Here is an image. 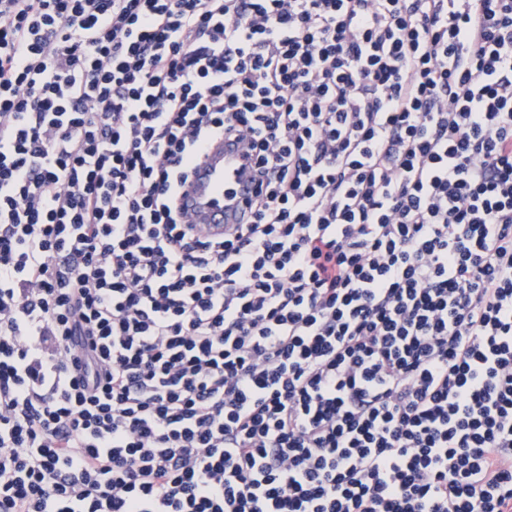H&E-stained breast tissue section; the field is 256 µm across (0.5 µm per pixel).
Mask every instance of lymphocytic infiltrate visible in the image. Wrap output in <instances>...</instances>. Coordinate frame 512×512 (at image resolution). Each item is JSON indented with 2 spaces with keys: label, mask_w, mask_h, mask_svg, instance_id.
<instances>
[{
  "label": "lymphocytic infiltrate",
  "mask_w": 512,
  "mask_h": 512,
  "mask_svg": "<svg viewBox=\"0 0 512 512\" xmlns=\"http://www.w3.org/2000/svg\"><path fill=\"white\" fill-rule=\"evenodd\" d=\"M0 512H512V0H0ZM239 144L218 138L210 141L189 181L179 190L178 204L192 214L198 226L211 235L224 234V224L238 223L245 201L253 192Z\"/></svg>",
  "instance_id": "f902f5d3"
}]
</instances>
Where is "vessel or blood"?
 <instances>
[{
	"label": "vessel or blood",
	"mask_w": 512,
	"mask_h": 512,
	"mask_svg": "<svg viewBox=\"0 0 512 512\" xmlns=\"http://www.w3.org/2000/svg\"><path fill=\"white\" fill-rule=\"evenodd\" d=\"M241 145L218 138L210 141L189 181L179 190L178 204L192 214L206 233L220 235L238 223L253 186L243 174Z\"/></svg>",
	"instance_id": "obj_1"
}]
</instances>
